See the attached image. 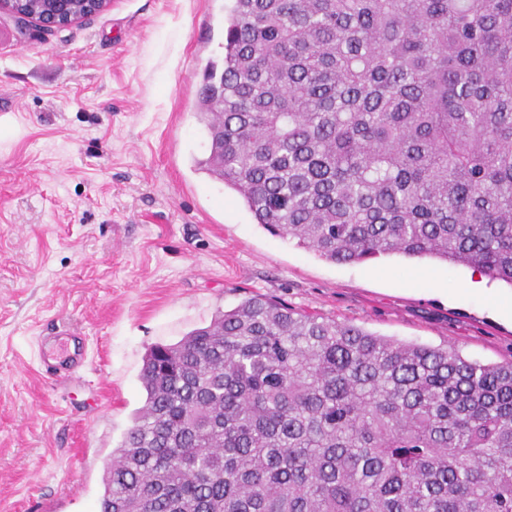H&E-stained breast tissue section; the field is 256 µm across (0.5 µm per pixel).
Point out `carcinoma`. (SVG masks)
Returning <instances> with one entry per match:
<instances>
[{"label":"carcinoma","instance_id":"cac0c4a2","mask_svg":"<svg viewBox=\"0 0 512 512\" xmlns=\"http://www.w3.org/2000/svg\"><path fill=\"white\" fill-rule=\"evenodd\" d=\"M198 169L333 263L512 286V0H229ZM100 512H512V360L254 294L146 354Z\"/></svg>","mask_w":512,"mask_h":512}]
</instances>
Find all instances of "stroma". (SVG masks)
Returning <instances> with one entry per match:
<instances>
[{
  "instance_id": "obj_1",
  "label": "stroma",
  "mask_w": 512,
  "mask_h": 512,
  "mask_svg": "<svg viewBox=\"0 0 512 512\" xmlns=\"http://www.w3.org/2000/svg\"><path fill=\"white\" fill-rule=\"evenodd\" d=\"M225 0H111L45 33L0 14V512H98L142 407L143 358L252 294L387 338L512 360V316L472 269L323 260L257 224L196 169L208 60ZM87 340L77 380L45 373L41 337Z\"/></svg>"
}]
</instances>
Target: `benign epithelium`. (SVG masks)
<instances>
[{
    "label": "benign epithelium",
    "instance_id": "benign-epithelium-1",
    "mask_svg": "<svg viewBox=\"0 0 512 512\" xmlns=\"http://www.w3.org/2000/svg\"><path fill=\"white\" fill-rule=\"evenodd\" d=\"M43 10H34L27 0H0V14L32 22L43 32H56L103 13L109 0H44Z\"/></svg>",
    "mask_w": 512,
    "mask_h": 512
}]
</instances>
